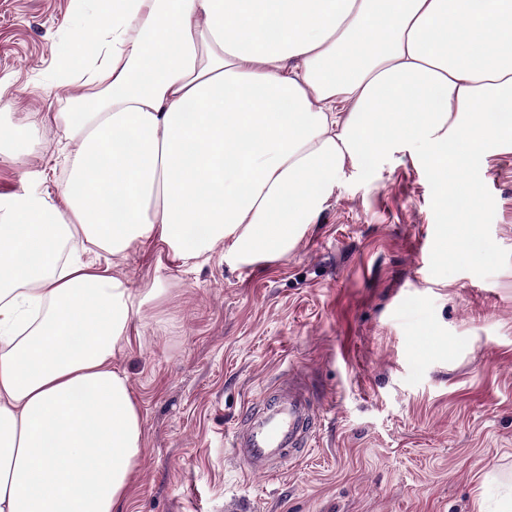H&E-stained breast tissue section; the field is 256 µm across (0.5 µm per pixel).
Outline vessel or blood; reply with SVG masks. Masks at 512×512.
<instances>
[{
	"label": "vessel or blood",
	"instance_id": "1",
	"mask_svg": "<svg viewBox=\"0 0 512 512\" xmlns=\"http://www.w3.org/2000/svg\"><path fill=\"white\" fill-rule=\"evenodd\" d=\"M319 420L320 407L313 393L292 377L278 383L260 405L251 407L226 441L244 472H265L285 463L286 449L305 448Z\"/></svg>",
	"mask_w": 512,
	"mask_h": 512
}]
</instances>
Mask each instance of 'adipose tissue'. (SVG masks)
Wrapping results in <instances>:
<instances>
[{
	"label": "adipose tissue",
	"mask_w": 512,
	"mask_h": 512,
	"mask_svg": "<svg viewBox=\"0 0 512 512\" xmlns=\"http://www.w3.org/2000/svg\"><path fill=\"white\" fill-rule=\"evenodd\" d=\"M84 86L47 113L59 198L0 213V512H116L143 444L112 360L141 302L77 257L286 258L338 178L415 142L448 175L512 151V0H96Z\"/></svg>",
	"instance_id": "1"
}]
</instances>
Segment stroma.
<instances>
[{
    "instance_id": "35a3bbf8",
    "label": "stroma",
    "mask_w": 512,
    "mask_h": 512,
    "mask_svg": "<svg viewBox=\"0 0 512 512\" xmlns=\"http://www.w3.org/2000/svg\"><path fill=\"white\" fill-rule=\"evenodd\" d=\"M72 0H0V136L78 94L55 56L97 47ZM43 124L0 154V203L58 196L72 151ZM421 146L342 176L287 258L229 268L138 244L98 267L146 297L112 365L129 382L143 448L117 512H498L512 497V152L475 164L469 247ZM297 370L321 403L309 451L244 473L226 433Z\"/></svg>"
}]
</instances>
